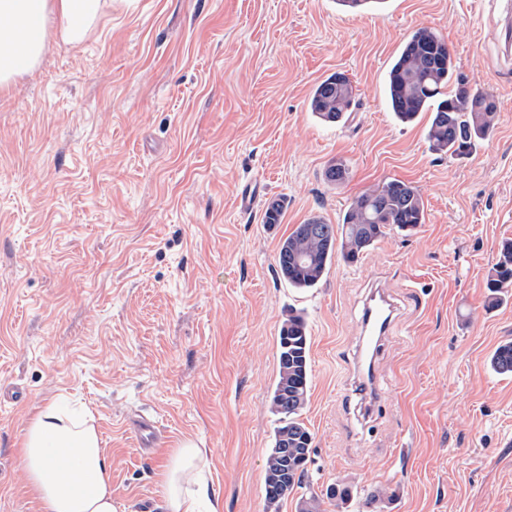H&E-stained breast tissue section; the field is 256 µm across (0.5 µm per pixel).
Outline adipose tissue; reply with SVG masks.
<instances>
[{"mask_svg":"<svg viewBox=\"0 0 512 512\" xmlns=\"http://www.w3.org/2000/svg\"><path fill=\"white\" fill-rule=\"evenodd\" d=\"M102 0H0V87L36 68L49 36L81 42ZM21 458L40 512H118L110 464L94 426L71 421L57 403L28 422ZM165 512H223L205 449L181 442L162 471Z\"/></svg>","mask_w":512,"mask_h":512,"instance_id":"adipose-tissue-1","label":"adipose tissue"}]
</instances>
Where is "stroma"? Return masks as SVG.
Returning a JSON list of instances; mask_svg holds the SVG:
<instances>
[{"label": "stroma", "mask_w": 512, "mask_h": 512, "mask_svg": "<svg viewBox=\"0 0 512 512\" xmlns=\"http://www.w3.org/2000/svg\"><path fill=\"white\" fill-rule=\"evenodd\" d=\"M499 0H112L83 41L47 43L0 89V512H38L20 440L66 396L94 416L119 512H162L159 472L183 439L207 450L224 512H297L305 489L265 500L270 394L289 309L311 336L308 488L349 486L327 512H512V377L489 358L512 339V295L487 308V275L512 238V62ZM435 29L458 73L492 96L491 135L463 157L429 147V116L389 112L386 70ZM344 72L355 104L326 126L307 108ZM348 161L339 187L323 172ZM399 179L425 203L358 265L335 259L311 291L275 272L281 237L310 215ZM265 198L242 210L241 187ZM288 201L280 224L265 203ZM397 324L366 413L351 360L373 282ZM156 416L152 452L128 431Z\"/></svg>", "instance_id": "35a3bbf8"}]
</instances>
